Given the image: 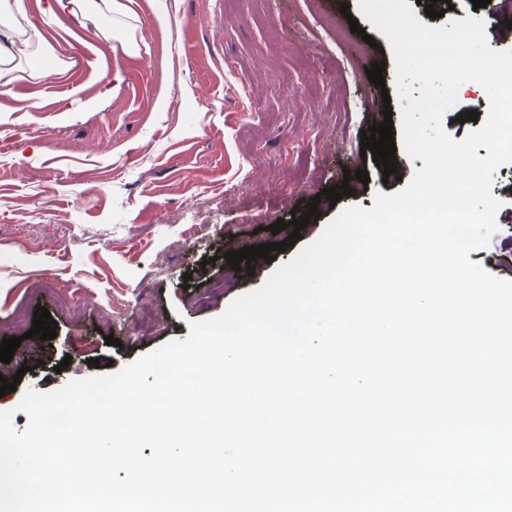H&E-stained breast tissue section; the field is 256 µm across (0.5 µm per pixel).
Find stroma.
<instances>
[{
	"mask_svg": "<svg viewBox=\"0 0 512 512\" xmlns=\"http://www.w3.org/2000/svg\"><path fill=\"white\" fill-rule=\"evenodd\" d=\"M43 6L24 0L13 15L20 35L52 45L43 74L0 94V339L20 338L29 365L7 364L18 383L0 410L20 431L26 391L120 371L262 286L320 237L337 214L329 200L299 245L220 288L225 253L285 242L271 224L305 213L345 170L369 181L352 180L340 205L369 209L423 166L397 149L388 178L360 155L383 91L366 71L383 63L390 90L395 74L358 0H136V43L124 51L69 17L44 24ZM457 98L444 129L459 141L475 124L457 115H486L489 101L472 82ZM34 101L41 111H29ZM492 194L499 230L469 258L512 279L501 262L512 252V163L496 169ZM39 307L58 323L49 345L26 336Z\"/></svg>",
	"mask_w": 512,
	"mask_h": 512,
	"instance_id": "35a3bbf8",
	"label": "stroma"
}]
</instances>
